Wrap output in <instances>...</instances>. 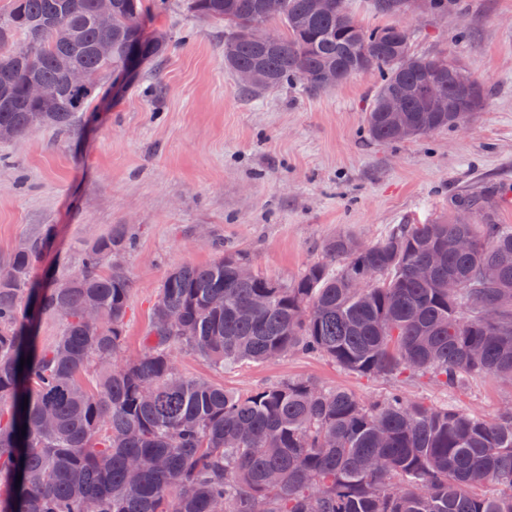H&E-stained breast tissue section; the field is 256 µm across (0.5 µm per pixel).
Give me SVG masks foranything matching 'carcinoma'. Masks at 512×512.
<instances>
[{
  "instance_id": "carcinoma-1",
  "label": "carcinoma",
  "mask_w": 512,
  "mask_h": 512,
  "mask_svg": "<svg viewBox=\"0 0 512 512\" xmlns=\"http://www.w3.org/2000/svg\"><path fill=\"white\" fill-rule=\"evenodd\" d=\"M184 6L224 23V63L258 74L250 92L292 81L323 92L330 68L340 84L379 75L366 118L374 140H398L387 115L395 97L420 137L461 127L488 96L476 80L461 91L457 62L411 52L395 22L365 28L349 12L315 14L309 0H282L275 16L262 0ZM148 7L112 0L106 30L98 0H11L0 15V141L70 129L112 93L133 43L145 61L161 55L165 40L143 27ZM258 26L267 38L246 37ZM104 40L108 56L96 51ZM70 69L87 86L71 87ZM31 81L44 100L28 99ZM431 83L448 111L428 109ZM460 207L482 223L397 224L375 243L338 235L327 261L289 285L241 278L238 253L176 268L135 359L121 356L132 282L115 261L134 232L97 239L76 273L40 288L30 284L46 240L16 248L3 260L13 276L0 282V470L12 486L0 512H512V406L484 419L397 391L365 404L308 379L239 395L183 375L175 360L188 349L224 370L318 354L364 376H426L447 389L481 374L512 384V226L474 199ZM430 262L434 274L418 278ZM38 315L61 326L43 351Z\"/></svg>"
}]
</instances>
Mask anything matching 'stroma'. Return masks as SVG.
Wrapping results in <instances>:
<instances>
[{"mask_svg":"<svg viewBox=\"0 0 512 512\" xmlns=\"http://www.w3.org/2000/svg\"><path fill=\"white\" fill-rule=\"evenodd\" d=\"M400 23L418 53H448L489 90L466 126L400 142L369 138L365 116L377 75L313 94L302 84L248 96L224 64V25L165 0L146 18L168 47L126 89L64 133L44 127L0 143V259L24 242L47 248L42 284L76 272L82 250L126 224L136 243L121 258L134 286L123 353L143 349L167 273L227 252L287 284L324 261L346 233L370 243L396 224L456 215L480 199L494 223L512 225V0H449L444 16L408 0ZM180 371L249 394L311 379L369 402L399 389L428 405L495 417L512 384L485 375L461 390L422 377H364L318 355H290L219 371L193 353Z\"/></svg>","mask_w":512,"mask_h":512,"instance_id":"1","label":"stroma"}]
</instances>
